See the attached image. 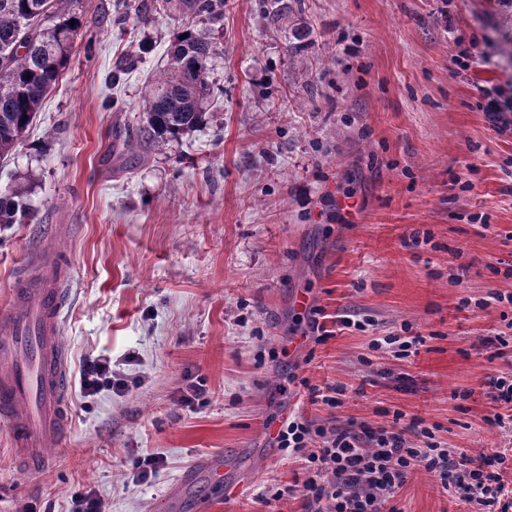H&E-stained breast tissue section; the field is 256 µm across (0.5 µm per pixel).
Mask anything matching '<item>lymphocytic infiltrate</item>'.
<instances>
[{
	"label": "lymphocytic infiltrate",
	"instance_id": "1",
	"mask_svg": "<svg viewBox=\"0 0 512 512\" xmlns=\"http://www.w3.org/2000/svg\"><path fill=\"white\" fill-rule=\"evenodd\" d=\"M79 387L90 398L123 392L127 382L116 377L111 358L89 356L81 363ZM401 419L394 413L391 425L377 429L288 421L277 442L305 463V512H396L389 502L417 468L437 477L448 497L462 498L474 512H512V466L506 454L458 455L441 447L418 421L405 425ZM417 433L421 443H411Z\"/></svg>",
	"mask_w": 512,
	"mask_h": 512
}]
</instances>
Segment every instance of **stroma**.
Here are the masks:
<instances>
[{
	"mask_svg": "<svg viewBox=\"0 0 512 512\" xmlns=\"http://www.w3.org/2000/svg\"><path fill=\"white\" fill-rule=\"evenodd\" d=\"M301 3L313 46L293 58L288 24L227 0L203 25L218 44L204 123L128 149L184 18L172 0H82L92 44L0 159V194L24 189L34 213L0 226V303L54 243L72 379L50 467L15 465L0 425V512H67L80 487L110 512H303L304 464L265 433L297 415L376 427L398 410L455 451L512 455V432L488 423L512 345L493 360L479 344L512 334V112L495 125L482 110L486 87L512 102V0ZM389 335L423 342L370 350ZM99 354L138 383L81 397ZM306 380L345 386L341 406L311 403ZM196 385L207 402L192 408ZM142 454L166 460L144 481ZM221 456L237 466L218 481L204 463ZM391 504L467 510L421 470Z\"/></svg>",
	"mask_w": 512,
	"mask_h": 512,
	"instance_id": "obj_1",
	"label": "stroma"
}]
</instances>
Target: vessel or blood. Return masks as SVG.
<instances>
[{
    "mask_svg": "<svg viewBox=\"0 0 512 512\" xmlns=\"http://www.w3.org/2000/svg\"><path fill=\"white\" fill-rule=\"evenodd\" d=\"M70 279L69 268L42 261L37 276H17L0 306V422L24 467L49 465L44 446L64 438L70 422L69 353L61 340Z\"/></svg>",
    "mask_w": 512,
    "mask_h": 512,
    "instance_id": "1",
    "label": "vessel or blood"
}]
</instances>
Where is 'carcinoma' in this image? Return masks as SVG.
I'll return each mask as SVG.
<instances>
[{"mask_svg":"<svg viewBox=\"0 0 512 512\" xmlns=\"http://www.w3.org/2000/svg\"><path fill=\"white\" fill-rule=\"evenodd\" d=\"M189 19L168 49L167 65L150 85L146 124L127 137L159 146L179 139L205 121L213 89L209 71L215 45L195 21L224 17V0H174ZM81 0H0V157L18 145L42 101L69 63L76 40L89 32L79 14ZM75 24H70V21ZM186 38H180V35ZM30 214L23 193L0 195V224L21 222Z\"/></svg>","mask_w":512,"mask_h":512,"instance_id":"carcinoma-1","label":"carcinoma"}]
</instances>
